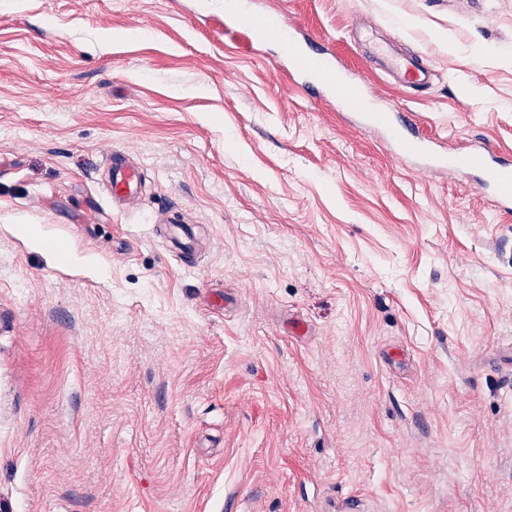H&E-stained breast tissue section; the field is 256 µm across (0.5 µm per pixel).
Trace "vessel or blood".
Masks as SVG:
<instances>
[{"label": "vessel or blood", "mask_w": 512, "mask_h": 512, "mask_svg": "<svg viewBox=\"0 0 512 512\" xmlns=\"http://www.w3.org/2000/svg\"><path fill=\"white\" fill-rule=\"evenodd\" d=\"M238 25L270 33L277 40H285L291 44L294 39L292 26L276 17L259 18L254 14L244 13L241 14ZM290 54L294 73L306 77L312 86L329 91L339 107L359 112L364 127L382 129L385 144L393 148L399 157L420 158L424 167L430 171H478L481 174L482 188L495 191L501 208L512 207V158H501L484 144L463 156L430 153L424 139L407 134L403 125L394 122L391 112L366 111L365 105L372 97L369 87L348 77L339 66L332 63L326 52L316 48L303 52L292 45ZM390 67L400 81L419 85L425 79L424 71L408 59H391ZM140 182L139 168L126 162L121 153H114L112 179L109 184L112 198L121 199L137 195Z\"/></svg>", "instance_id": "obj_1"}]
</instances>
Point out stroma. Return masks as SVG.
<instances>
[{"label":"stroma","instance_id":"1","mask_svg":"<svg viewBox=\"0 0 512 512\" xmlns=\"http://www.w3.org/2000/svg\"><path fill=\"white\" fill-rule=\"evenodd\" d=\"M252 7L433 150L512 156V0ZM387 41L430 85L389 79ZM119 150L143 181L115 206ZM353 494L512 512V212L225 33L224 0H0V512Z\"/></svg>","mask_w":512,"mask_h":512}]
</instances>
